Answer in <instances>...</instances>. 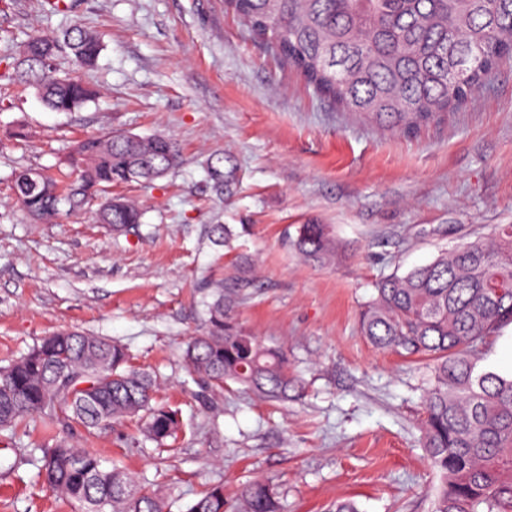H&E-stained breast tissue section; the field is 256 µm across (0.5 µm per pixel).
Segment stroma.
I'll list each match as a JSON object with an SVG mask.
<instances>
[{"instance_id":"1","label":"stroma","mask_w":512,"mask_h":512,"mask_svg":"<svg viewBox=\"0 0 512 512\" xmlns=\"http://www.w3.org/2000/svg\"><path fill=\"white\" fill-rule=\"evenodd\" d=\"M0 0V366L62 328L127 346L159 398L182 412L174 452L132 442L136 420L90 432L89 449L166 492L170 512L220 484L234 499L262 477L286 512H432L439 483L420 446L425 365L361 336L359 311L379 279L512 224V67L475 98L413 133L381 127L324 101L294 68L248 34L226 0ZM81 22L104 37L81 78L99 97L76 112L47 109L10 75L37 31ZM111 129L174 139L181 163L151 184L114 187L139 200L142 224L121 235L92 215L32 222L13 194L23 167L58 169L74 140ZM230 157L238 184L220 197L211 160ZM329 225L342 257L300 260L296 225ZM216 224L248 225L232 250ZM256 258L238 322L288 352L299 396L261 401L237 385L201 399L182 348L200 327L212 282L237 257ZM53 434L30 417L0 451V512H78L31 459Z\"/></svg>"}]
</instances>
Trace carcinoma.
Segmentation results:
<instances>
[{
  "label": "carcinoma",
  "mask_w": 512,
  "mask_h": 512,
  "mask_svg": "<svg viewBox=\"0 0 512 512\" xmlns=\"http://www.w3.org/2000/svg\"><path fill=\"white\" fill-rule=\"evenodd\" d=\"M247 30L296 68L314 93L364 120L408 131L462 107L505 64L512 65V0H228ZM69 51L73 71L56 60ZM103 42L74 23L60 35L36 32L23 42L13 79L51 110L73 112L96 92L78 71L96 64ZM181 151L163 135L117 131L73 143L67 169L19 172L21 209L43 222L84 212L101 200L96 221L119 233L142 223L130 199L112 186L152 182L174 171ZM216 191L232 193L227 157L210 167ZM214 244L231 247L227 224L212 226ZM291 246L325 266L341 257L325 224H300ZM254 264L236 263V287L211 286L201 333L184 358L190 376L213 394L233 383L267 401L299 389L280 347H269L236 318L240 289L253 283ZM512 324V224L463 243L403 276H388L359 315V332L374 347L422 355L432 364L423 400L422 447L440 483L433 512H512V375L478 368L479 350ZM41 414L56 429L40 448L38 473L80 512H168L167 497L135 476L107 467L76 448L67 431L77 423L101 429L137 417L144 438L164 445L181 430L178 410L159 399L153 376L130 364L125 346L76 330L44 336L0 367V432ZM224 488L212 485L186 512H226ZM233 512H283L278 487L253 479L240 488Z\"/></svg>",
  "instance_id": "cac0c4a2"
}]
</instances>
